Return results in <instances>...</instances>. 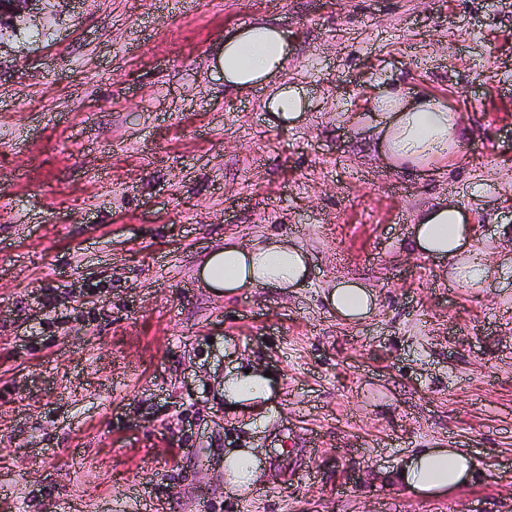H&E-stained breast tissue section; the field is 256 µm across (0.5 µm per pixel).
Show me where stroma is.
Wrapping results in <instances>:
<instances>
[{
  "label": "stroma",
  "instance_id": "obj_1",
  "mask_svg": "<svg viewBox=\"0 0 512 512\" xmlns=\"http://www.w3.org/2000/svg\"><path fill=\"white\" fill-rule=\"evenodd\" d=\"M288 28L308 107L228 90L226 36ZM447 100L468 133L429 173L389 169L360 116L386 88ZM0 512H512V282L470 290L410 250L438 200L512 254V0H44L0 27ZM288 236L312 278L224 298L225 240ZM376 288L338 322L336 281ZM279 393L228 412L224 372ZM257 449L256 487L224 457ZM472 456L435 498L377 474Z\"/></svg>",
  "mask_w": 512,
  "mask_h": 512
}]
</instances>
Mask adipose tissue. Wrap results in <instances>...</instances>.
I'll list each match as a JSON object with an SVG mask.
<instances>
[{"label": "adipose tissue", "mask_w": 512, "mask_h": 512, "mask_svg": "<svg viewBox=\"0 0 512 512\" xmlns=\"http://www.w3.org/2000/svg\"><path fill=\"white\" fill-rule=\"evenodd\" d=\"M290 42L282 27L249 23L224 40L219 63L224 83L245 90L272 86L266 102L282 123H294L307 108L298 90L284 83ZM367 121L374 128L379 149L392 165L422 169L460 144V120L440 99L414 95L402 90H382L373 102ZM473 226L456 203L448 201L425 210L411 228L412 246L420 254L451 261L453 274L461 284L482 287L495 277L512 275V259L502 258L489 265L471 252ZM311 276L309 256L293 240L273 237L265 242L228 241L211 252L200 269L207 287L224 296L254 288L292 289L305 285ZM325 300L337 318L356 324L376 309L373 288L357 281H341ZM278 393L275 377L266 376L259 366H241L224 375V406L255 409ZM231 490L251 488L258 478L260 463L250 448H237L224 458ZM474 463L468 454L448 448H424L414 453L391 477L396 485L422 497H435L466 484L473 476Z\"/></svg>", "instance_id": "obj_1"}]
</instances>
